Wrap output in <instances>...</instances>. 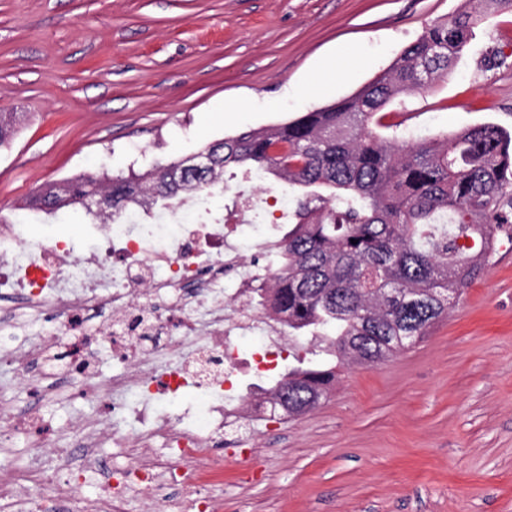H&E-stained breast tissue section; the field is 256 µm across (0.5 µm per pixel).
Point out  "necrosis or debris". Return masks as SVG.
Returning a JSON list of instances; mask_svg holds the SVG:
<instances>
[{"label": "necrosis or debris", "mask_w": 512, "mask_h": 512, "mask_svg": "<svg viewBox=\"0 0 512 512\" xmlns=\"http://www.w3.org/2000/svg\"><path fill=\"white\" fill-rule=\"evenodd\" d=\"M199 210L194 202L146 224L90 225L82 250L67 237L31 244L17 225H0V288L21 295L15 308L0 310V362L15 366L35 402L64 394L113 417L58 430L39 411L16 413L0 395V446L22 431L41 451L29 471L0 476V504L50 512L48 491L63 489L71 512H134L137 501L155 512H212L203 479L223 468L211 450L236 422L224 398L243 362L235 341L253 337L252 359L262 368L279 329L256 302L272 265L245 258L224 222H202ZM99 311L106 321L90 326ZM41 322L51 331L18 349L20 331ZM104 343L124 365L109 377L97 366ZM190 382L203 396L198 415L159 409L162 395ZM127 414L135 428L121 425ZM105 446L134 466L107 470L101 495L90 500L80 478Z\"/></svg>", "instance_id": "obj_1"}]
</instances>
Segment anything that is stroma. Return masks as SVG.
Instances as JSON below:
<instances>
[{"mask_svg": "<svg viewBox=\"0 0 512 512\" xmlns=\"http://www.w3.org/2000/svg\"><path fill=\"white\" fill-rule=\"evenodd\" d=\"M463 0H0V208L39 186L168 162L350 97ZM512 12L447 78L403 97L408 130L512 132ZM240 103L237 111L225 101ZM215 512H512V243L429 329L327 399L224 452Z\"/></svg>", "mask_w": 512, "mask_h": 512, "instance_id": "1", "label": "stroma"}]
</instances>
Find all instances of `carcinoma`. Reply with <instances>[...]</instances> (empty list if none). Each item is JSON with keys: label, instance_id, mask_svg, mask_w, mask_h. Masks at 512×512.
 Returning <instances> with one entry per match:
<instances>
[{"label": "carcinoma", "instance_id": "1", "mask_svg": "<svg viewBox=\"0 0 512 512\" xmlns=\"http://www.w3.org/2000/svg\"><path fill=\"white\" fill-rule=\"evenodd\" d=\"M466 3L352 96L208 143L199 153L214 160L203 177L181 158L156 162L103 181L60 180L29 208L56 217L83 207L78 196L108 192L112 209L84 214L92 224H123L133 212H174L188 194L207 199L228 169L287 183L297 191L296 223L279 245V275L258 296L288 335L315 346L267 389L274 412L306 413L327 398L344 362L376 366L419 344L512 226V133L482 124L407 138L387 121L396 97L445 77L484 20L512 8V0ZM323 352L336 353V366L319 359Z\"/></svg>", "mask_w": 512, "mask_h": 512}]
</instances>
